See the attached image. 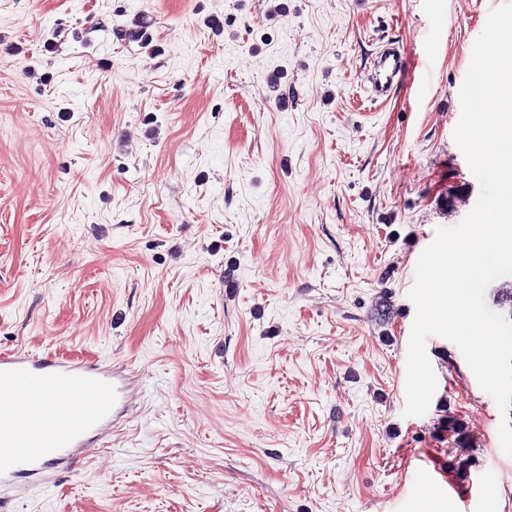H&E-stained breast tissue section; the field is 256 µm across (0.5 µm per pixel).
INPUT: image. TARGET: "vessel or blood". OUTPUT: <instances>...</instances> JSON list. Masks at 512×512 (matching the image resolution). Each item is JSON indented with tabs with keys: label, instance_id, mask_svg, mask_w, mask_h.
<instances>
[{
	"label": "vessel or blood",
	"instance_id": "1",
	"mask_svg": "<svg viewBox=\"0 0 512 512\" xmlns=\"http://www.w3.org/2000/svg\"><path fill=\"white\" fill-rule=\"evenodd\" d=\"M404 69L403 56L382 58L376 95H389ZM130 391L128 375L109 365L21 348L1 350L0 487L16 486L22 476L52 484L54 473L73 467L92 436L111 425L115 407ZM36 404L51 418L46 433L33 440L24 425Z\"/></svg>",
	"mask_w": 512,
	"mask_h": 512
}]
</instances>
